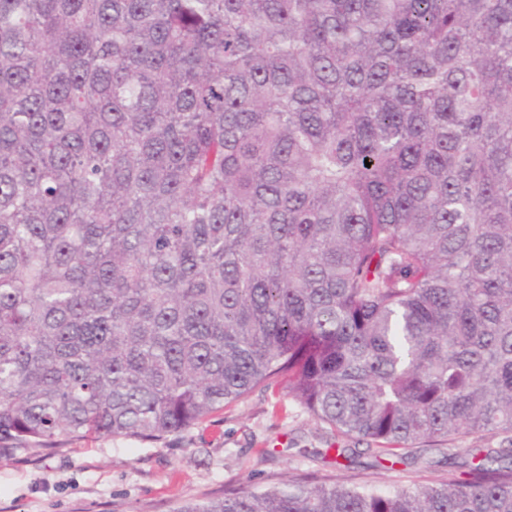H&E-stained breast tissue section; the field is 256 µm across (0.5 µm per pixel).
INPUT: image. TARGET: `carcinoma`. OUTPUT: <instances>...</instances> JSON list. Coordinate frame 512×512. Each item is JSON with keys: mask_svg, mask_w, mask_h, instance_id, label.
Here are the masks:
<instances>
[{"mask_svg": "<svg viewBox=\"0 0 512 512\" xmlns=\"http://www.w3.org/2000/svg\"><path fill=\"white\" fill-rule=\"evenodd\" d=\"M275 380L379 457L500 447L170 512H512V0H0V442Z\"/></svg>", "mask_w": 512, "mask_h": 512, "instance_id": "carcinoma-1", "label": "carcinoma"}]
</instances>
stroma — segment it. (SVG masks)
Segmentation results:
<instances>
[{"label":"stroma","mask_w":512,"mask_h":512,"mask_svg":"<svg viewBox=\"0 0 512 512\" xmlns=\"http://www.w3.org/2000/svg\"><path fill=\"white\" fill-rule=\"evenodd\" d=\"M327 425L288 398L282 385L260 386L212 417L158 439L96 436L48 452L0 447V512H168L226 488L283 482L300 472L390 486L442 479L428 469L375 461L357 442L356 464L327 453Z\"/></svg>","instance_id":"35a3bbf8"}]
</instances>
